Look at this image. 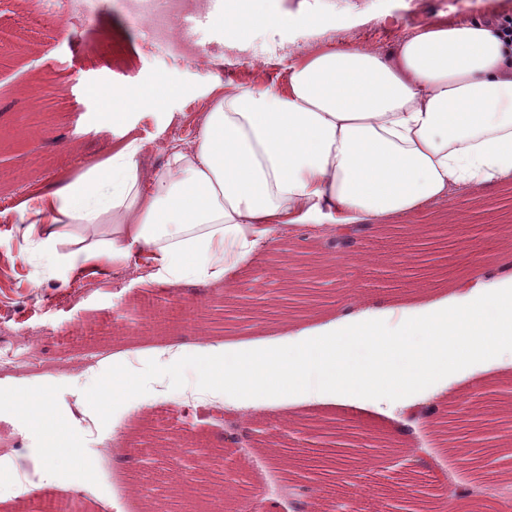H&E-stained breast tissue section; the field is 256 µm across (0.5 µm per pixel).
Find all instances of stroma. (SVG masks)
Masks as SVG:
<instances>
[{
  "mask_svg": "<svg viewBox=\"0 0 512 512\" xmlns=\"http://www.w3.org/2000/svg\"><path fill=\"white\" fill-rule=\"evenodd\" d=\"M36 0H0V342L48 365L70 358L79 373H44L22 379L0 378V455L13 468L0 469V512H15L25 490L17 482L29 468L40 474V496L79 494L84 512H146L137 489L138 466L132 444L161 448L156 469H176L189 486L187 498L201 502L203 481H234L224 512L260 501L259 512H292L283 493L289 465L301 457L305 436L285 431L282 422L325 423L338 434L336 449L350 464L348 480L371 500L396 488H415L425 500L443 498L446 486L466 490L470 501L507 512L512 484L480 477L462 461L439 450L437 439L462 436L472 427L470 402L480 393L500 401L512 379L497 371L446 376L449 400L438 415L419 422L408 443L420 450L404 456L395 450L392 431L398 412L383 413L360 403L358 421L346 420L342 404L295 398L292 404L243 397L227 402L200 383L195 357L199 346L294 334L304 329L306 308L291 307L290 290L276 289L281 251L305 253L321 263L316 277V310L331 316L344 302L385 303L412 295L423 286L444 291L469 278L474 264L499 252L502 233L512 226V183L462 190L417 221L400 219L375 231L347 255L327 248L330 234L318 225H281L266 251L236 272L233 292L209 285H177L151 279L142 263L118 270L84 273L61 282L44 272V262L22 253L13 221L5 219L15 201L35 187L53 182L57 172L98 156L112 141L110 112L127 111L133 136L146 146V160L162 170L172 143L193 137L216 84L278 87L297 45L307 36L259 32L243 61L223 30L203 24L209 49L189 64L150 48L142 29L132 24L116 0H97L92 13L74 0H49L35 17ZM471 0H376L383 20L336 24L320 38L327 46L388 47L409 33L421 17L463 10ZM175 93L166 99L125 109L127 95L156 82ZM455 223H448L449 213ZM182 345L180 367L152 353ZM138 376L136 389L119 405L99 411L89 395L110 382L113 368ZM45 394L49 417L73 438L71 463L46 457L50 439L14 404L17 385ZM80 405L98 422L96 440H86L70 413ZM251 416L257 429L276 435L280 445L225 441L219 415Z\"/></svg>",
  "mask_w": 512,
  "mask_h": 512,
  "instance_id": "35a3bbf8",
  "label": "stroma"
}]
</instances>
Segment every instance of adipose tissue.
Listing matches in <instances>:
<instances>
[{"label":"adipose tissue","mask_w":512,"mask_h":512,"mask_svg":"<svg viewBox=\"0 0 512 512\" xmlns=\"http://www.w3.org/2000/svg\"><path fill=\"white\" fill-rule=\"evenodd\" d=\"M226 2L218 25L244 47L260 27L310 35L374 11L349 0L272 13ZM511 11L487 0L481 17L428 15L388 48L302 49L284 87L216 94L162 171L126 138L20 198L17 234L64 282L137 257L167 283L231 288L274 226L384 227L454 192L510 183ZM488 265L494 276L475 272L431 303H345L296 338L211 345L195 360L201 382L228 398L363 396L404 408L445 398V371L512 368V262Z\"/></svg>","instance_id":"ef3b65f1"}]
</instances>
